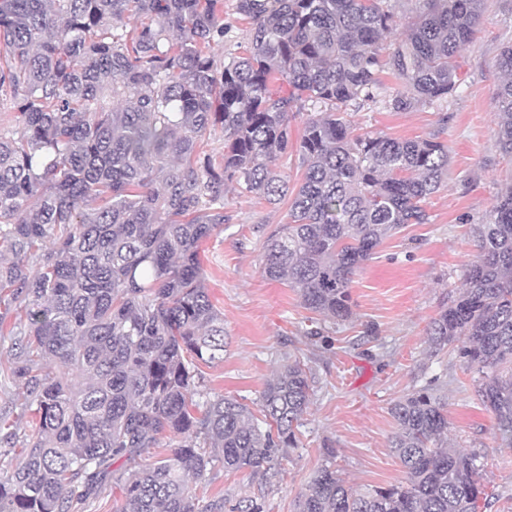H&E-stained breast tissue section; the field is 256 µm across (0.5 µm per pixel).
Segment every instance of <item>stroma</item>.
<instances>
[{
    "label": "stroma",
    "mask_w": 512,
    "mask_h": 512,
    "mask_svg": "<svg viewBox=\"0 0 512 512\" xmlns=\"http://www.w3.org/2000/svg\"><path fill=\"white\" fill-rule=\"evenodd\" d=\"M512 45V0H485L483 23L460 57L461 84L447 102L410 112L370 104L351 113L359 131L398 139L432 138L448 145V180L426 204L427 223L385 240L350 285L354 316L312 319L297 292L261 272L267 236L288 221V205L226 194L229 223L204 245L202 267L213 303L224 315V361L202 366L211 396H234L258 407L260 393L287 358L300 357L314 377L312 404L267 497L269 512H296L300 492L335 449V467L357 487L386 486L402 477L391 452V405L424 387L448 400V442L477 454L484 466L487 512L512 507V448L501 446L474 375L451 352L430 353L426 331L458 297L477 254L479 225L497 194L512 182V158L494 136L495 61ZM0 416L17 448L32 419L21 381L0 384Z\"/></svg>",
    "instance_id": "stroma-1"
}]
</instances>
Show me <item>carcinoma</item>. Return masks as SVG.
Returning <instances> with one entry per match:
<instances>
[{"instance_id": "cac0c4a2", "label": "carcinoma", "mask_w": 512, "mask_h": 512, "mask_svg": "<svg viewBox=\"0 0 512 512\" xmlns=\"http://www.w3.org/2000/svg\"><path fill=\"white\" fill-rule=\"evenodd\" d=\"M416 2L406 16L392 0H237L251 37L221 62L224 0H0V99L15 113L0 123V333L19 349L0 372L23 380L34 406L18 463L0 470V512H87L108 482L119 512H266L312 373L283 363L260 419L207 397L199 366L224 361L226 342L200 253L227 221L229 186L288 199L264 276L312 313L352 317L354 275L384 240L427 223L449 149L359 133L348 112L380 102L385 72L401 86L383 101L392 112L448 101L484 14L485 0ZM496 66V143L512 158V45ZM303 112L294 148L290 120ZM218 127L220 156L204 142ZM292 148L294 188L278 169ZM478 248L428 343L474 370L511 448L512 186ZM390 411L402 480L361 489L326 464L297 512H478L482 464L448 446L446 402L422 389ZM168 435L181 444L154 457ZM218 466L249 472L253 491L200 502L196 484Z\"/></svg>"}]
</instances>
